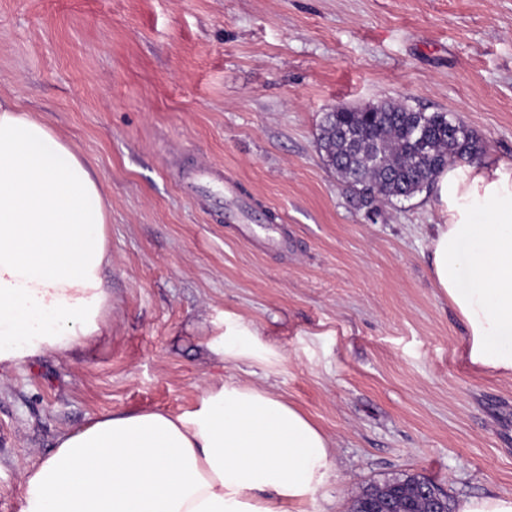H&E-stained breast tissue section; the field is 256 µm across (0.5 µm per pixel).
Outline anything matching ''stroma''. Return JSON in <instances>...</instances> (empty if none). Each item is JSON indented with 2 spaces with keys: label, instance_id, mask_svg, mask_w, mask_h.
I'll return each mask as SVG.
<instances>
[{
  "label": "stroma",
  "instance_id": "stroma-1",
  "mask_svg": "<svg viewBox=\"0 0 512 512\" xmlns=\"http://www.w3.org/2000/svg\"><path fill=\"white\" fill-rule=\"evenodd\" d=\"M0 97L91 162L112 254L104 336L0 375V512L62 434L221 380L329 436L318 512L405 475L452 503L512 492V377L469 365L433 284L435 194L370 222L315 143L324 112L395 99L512 161V0H0ZM240 205L287 249L244 240ZM228 319L258 356L213 353Z\"/></svg>",
  "mask_w": 512,
  "mask_h": 512
}]
</instances>
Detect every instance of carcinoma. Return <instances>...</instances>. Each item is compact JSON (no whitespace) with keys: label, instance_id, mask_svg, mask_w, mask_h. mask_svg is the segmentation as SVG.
I'll return each instance as SVG.
<instances>
[{"label":"carcinoma","instance_id":"obj_1","mask_svg":"<svg viewBox=\"0 0 512 512\" xmlns=\"http://www.w3.org/2000/svg\"><path fill=\"white\" fill-rule=\"evenodd\" d=\"M316 144L325 165L336 172L360 210L380 213L394 199L427 191L450 160H473L484 148L475 133L446 112H425L402 102L383 100L362 108L323 114ZM425 478L408 476L372 485L354 508L372 494L400 509L413 500L423 507Z\"/></svg>","mask_w":512,"mask_h":512}]
</instances>
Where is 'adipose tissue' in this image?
I'll return each mask as SVG.
<instances>
[{
	"label": "adipose tissue",
	"instance_id": "obj_1",
	"mask_svg": "<svg viewBox=\"0 0 512 512\" xmlns=\"http://www.w3.org/2000/svg\"><path fill=\"white\" fill-rule=\"evenodd\" d=\"M429 266L480 372L512 377V162L449 164ZM108 211L91 164L0 100V372L102 336ZM337 475L330 438L255 386L211 383L172 414L114 410L27 467L20 512H310Z\"/></svg>",
	"mask_w": 512,
	"mask_h": 512
}]
</instances>
